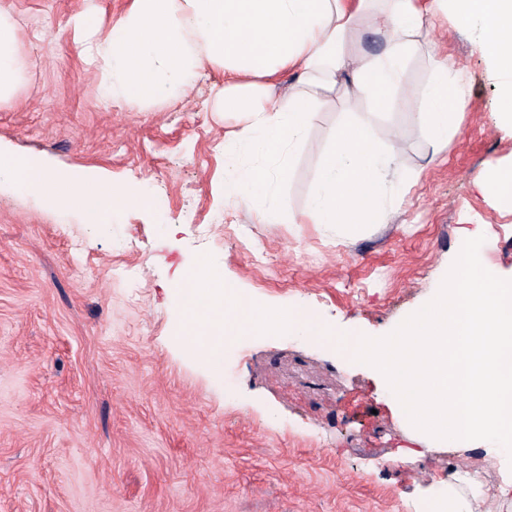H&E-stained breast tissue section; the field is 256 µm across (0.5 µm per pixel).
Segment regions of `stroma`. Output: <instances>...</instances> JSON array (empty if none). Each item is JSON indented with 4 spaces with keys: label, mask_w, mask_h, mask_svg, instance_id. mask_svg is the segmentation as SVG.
<instances>
[{
    "label": "stroma",
    "mask_w": 512,
    "mask_h": 512,
    "mask_svg": "<svg viewBox=\"0 0 512 512\" xmlns=\"http://www.w3.org/2000/svg\"><path fill=\"white\" fill-rule=\"evenodd\" d=\"M18 22L21 78L0 105V146L55 169H101L152 209L83 223L0 174V512H421L448 500L512 512L499 494L512 461L483 443L420 446L372 366L299 333L242 336L217 366L178 341L177 278L208 254L257 303L308 310L341 333L380 338L445 277L459 235L485 238L482 263L512 278V204L481 184L512 163L498 121L502 77L472 29L438 17L425 32L465 88L439 160L409 115L382 220L349 236L336 224L259 220L224 196L238 128L214 109L224 83L207 70L182 97L104 107L103 71L81 61L67 26L84 0H0ZM340 104L325 106L294 152L283 204L296 213Z\"/></svg>",
    "instance_id": "obj_1"
}]
</instances>
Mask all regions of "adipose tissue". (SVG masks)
<instances>
[{"mask_svg":"<svg viewBox=\"0 0 512 512\" xmlns=\"http://www.w3.org/2000/svg\"><path fill=\"white\" fill-rule=\"evenodd\" d=\"M440 12L472 28L505 76L498 118L512 125V0H129L109 29L101 28L92 7L73 14L68 25L80 56L104 64L99 94L112 106L175 99L202 72L223 70L215 108L237 113L240 129L233 138L259 160L226 179L224 195L263 219L281 216L293 151L305 141L317 112L333 101L364 102L363 111L346 113L329 130L315 188L295 218L299 224H341L353 231L381 219L387 172L400 146L395 125L377 130V114L402 97L436 154L454 128L448 103L461 98L459 78L449 75L437 47L427 48L433 73L422 100L402 90L409 64L423 49V33ZM369 28L382 38L374 54L357 46ZM16 32L10 10L0 6V103L13 99L18 83ZM285 77L290 83L281 94L277 88ZM0 171L58 209L79 210L88 224L152 205L103 172L59 176L38 158L2 149Z\"/></svg>","mask_w":512,"mask_h":512,"instance_id":"adipose-tissue-1","label":"adipose tissue"}]
</instances>
